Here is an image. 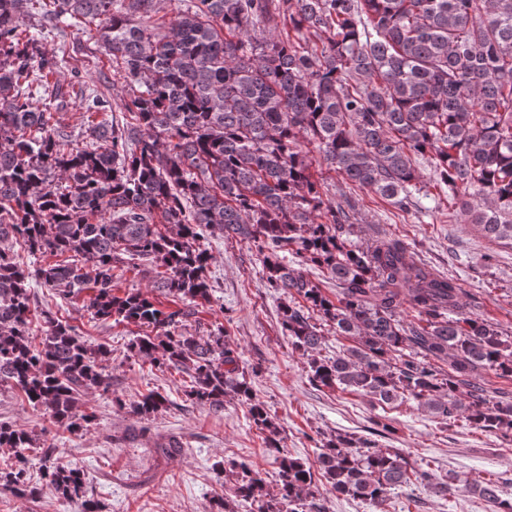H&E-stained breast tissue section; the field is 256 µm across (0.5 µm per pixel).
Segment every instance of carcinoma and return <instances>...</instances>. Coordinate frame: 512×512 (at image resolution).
Instances as JSON below:
<instances>
[{"mask_svg":"<svg viewBox=\"0 0 512 512\" xmlns=\"http://www.w3.org/2000/svg\"><path fill=\"white\" fill-rule=\"evenodd\" d=\"M159 2L0 0V383L66 432L88 430L95 414L80 397L112 391V350L39 306L32 288L90 290L93 319L140 328L132 357L186 374L196 405L219 411L236 399L264 435L276 490L259 468L226 459L213 466L224 479L214 512H326L321 486L375 512L396 488L455 493L369 438L337 434L313 462L292 456L228 328L188 327L211 302L209 229L261 257L313 387L373 406L413 399L445 426L461 419L512 436V399L482 382L512 376V341L465 311L456 280L418 263L401 239L354 241L355 211L331 205L311 172L317 155L346 184L406 209L425 163L433 199L512 246V0H177L168 31L155 33ZM34 13L57 28L95 27L112 75L132 87L118 118L82 80L53 86L54 100L77 103L90 145L61 138L51 111L32 107L64 54L26 26ZM276 19L285 34L266 31ZM13 243L49 262L24 268ZM290 255L336 281V299L288 267ZM135 259L182 306L118 292ZM323 324L352 345L321 355ZM165 403L150 393L131 412L148 422ZM37 447V434L0 422V448L12 452L1 490L39 496L27 455ZM40 473L61 498L98 512L83 469L47 455ZM474 486L492 512H512L496 481Z\"/></svg>","mask_w":512,"mask_h":512,"instance_id":"cac0c4a2","label":"carcinoma"}]
</instances>
